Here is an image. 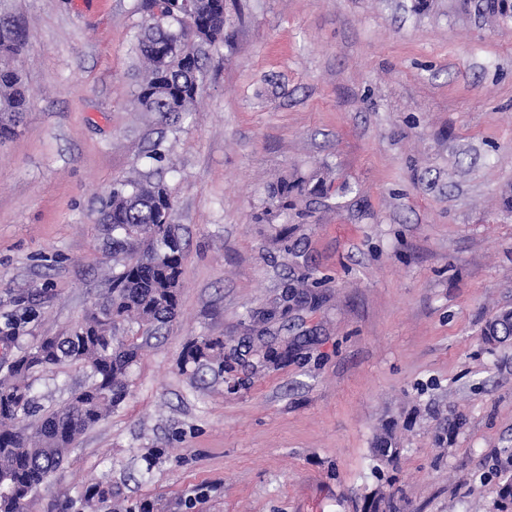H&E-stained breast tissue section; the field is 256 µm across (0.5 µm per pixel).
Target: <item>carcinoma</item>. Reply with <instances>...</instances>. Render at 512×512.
I'll use <instances>...</instances> for the list:
<instances>
[{
	"instance_id": "obj_1",
	"label": "carcinoma",
	"mask_w": 512,
	"mask_h": 512,
	"mask_svg": "<svg viewBox=\"0 0 512 512\" xmlns=\"http://www.w3.org/2000/svg\"><path fill=\"white\" fill-rule=\"evenodd\" d=\"M183 0H146L137 53L144 73L136 92L137 109L163 122L188 112L201 95L207 51L226 40L231 18L226 0H195L192 25L184 27ZM483 14L512 22V0H485ZM22 37L12 16L0 13V135L8 122L26 111L29 90L14 67ZM327 166L309 173L285 175L270 192L258 223L288 222L307 217L313 204L330 198ZM173 203L160 181L115 182L101 223L112 233V250L130 254L102 301L73 328L43 337L23 351L0 378V512H26L40 489L62 466L79 435L119 406L128 394V376L142 347L139 340L156 336L177 316L183 247L171 231ZM136 320L132 336L116 335L121 324ZM512 332V316L499 311L485 323L490 344H502ZM224 354V342L202 337L188 347L185 363L202 365L212 353ZM60 366L85 371L87 382L61 406L35 407L33 384L38 373ZM398 448L390 434L380 439L377 460L389 463ZM117 495L112 484L97 482L88 490L89 507ZM371 512H397L395 497L376 494Z\"/></svg>"
}]
</instances>
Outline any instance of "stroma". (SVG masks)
<instances>
[{
	"label": "stroma",
	"mask_w": 512,
	"mask_h": 512,
	"mask_svg": "<svg viewBox=\"0 0 512 512\" xmlns=\"http://www.w3.org/2000/svg\"><path fill=\"white\" fill-rule=\"evenodd\" d=\"M238 2L196 110L160 125L132 101L142 0H10L31 102L0 138V325L20 324L0 370L121 269L98 222L115 181L164 182L183 244L176 319L31 512H83L107 478L133 512H369L389 475L401 512H501L512 345L481 330L512 308V24L462 0ZM324 165L341 205L256 223L272 182ZM292 287L325 300L264 320ZM204 336L223 373L185 363ZM82 381L54 369L34 396Z\"/></svg>",
	"instance_id": "obj_1"
}]
</instances>
